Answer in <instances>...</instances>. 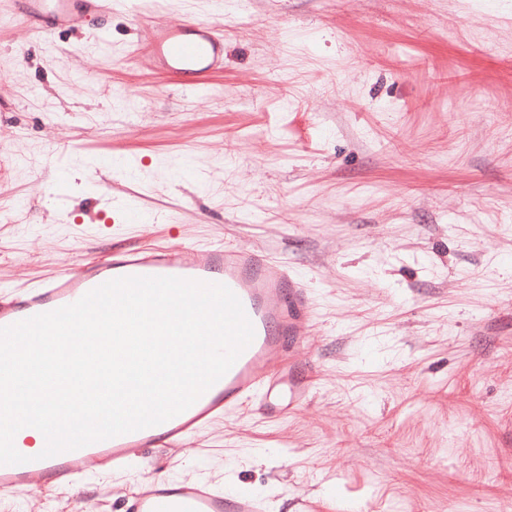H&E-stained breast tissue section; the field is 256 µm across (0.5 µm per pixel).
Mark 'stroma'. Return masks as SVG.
<instances>
[{"label":"stroma","mask_w":512,"mask_h":512,"mask_svg":"<svg viewBox=\"0 0 512 512\" xmlns=\"http://www.w3.org/2000/svg\"><path fill=\"white\" fill-rule=\"evenodd\" d=\"M0 0V299L139 246H258L315 303L282 422L241 407L82 493L244 484L270 512H512V0H114L42 35ZM224 65L184 91L148 17ZM145 49L184 88L198 89L224 61V37L204 23L158 24L145 38ZM193 80L183 82V77Z\"/></svg>","instance_id":"obj_1"}]
</instances>
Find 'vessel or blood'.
Returning a JSON list of instances; mask_svg holds the SVG:
<instances>
[{
  "label": "vessel or blood",
  "instance_id": "1",
  "mask_svg": "<svg viewBox=\"0 0 512 512\" xmlns=\"http://www.w3.org/2000/svg\"><path fill=\"white\" fill-rule=\"evenodd\" d=\"M104 0H25L29 21L49 19L52 28L97 12ZM145 48L171 78L186 89L207 84L224 61V38L213 27L186 21L160 24L145 38ZM127 276H168L227 286L241 301L254 338L226 374L184 412L158 425L95 442L77 450L22 464L0 465V495L24 487L37 495L41 483L56 479L80 486L99 460L123 469L139 448H174L242 404H253L264 418H286L312 392L313 381L294 374L293 357L301 331L312 318L308 288L288 266L259 247L227 244L212 249L126 250L74 275L62 272L28 288L11 304L0 302V327L47 313L81 299L103 283ZM130 512H269L266 499L243 486L217 487L206 482H175L153 476L141 483Z\"/></svg>",
  "mask_w": 512,
  "mask_h": 512
}]
</instances>
